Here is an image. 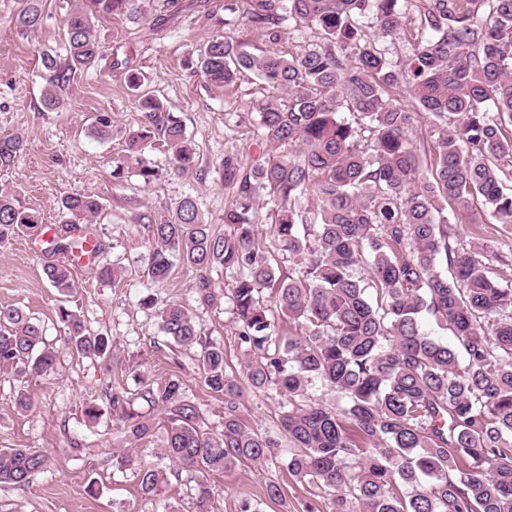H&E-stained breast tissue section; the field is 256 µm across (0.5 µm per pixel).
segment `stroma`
I'll return each instance as SVG.
<instances>
[{"label":"stroma","mask_w":512,"mask_h":512,"mask_svg":"<svg viewBox=\"0 0 512 512\" xmlns=\"http://www.w3.org/2000/svg\"><path fill=\"white\" fill-rule=\"evenodd\" d=\"M72 3L46 0L41 27L24 35L13 24L19 0H0V137L18 135L26 143L14 165L0 170V187H17L27 206L54 226L61 223L63 198L96 194L103 209L89 227L98 237V261L122 276L103 281L94 267L77 268L72 288L61 293L45 280L46 256L30 237L0 244V306H15L38 318L60 360L58 373L38 378L0 373V448H36L49 457L47 469L33 476L28 487L0 485V512H113L121 503L133 505L135 512H193L195 488L203 478L214 491L212 512H240L246 499L259 503L261 512H305L309 505L324 512L326 501L313 496L284 467L290 447L280 439L281 399L272 391L246 388L237 400L247 424L281 442L276 459L264 466L239 465L204 477L170 463L163 493L149 497L142 494L136 472L112 464L113 452L124 448L112 411L105 406L106 391L115 387L133 391L139 380L160 385L170 375H180L186 396L201 407L204 430H222L224 399L205 386L194 351L161 348L158 320L139 300L152 293L161 301L184 305L202 332L223 345L234 366L241 350L233 312L224 302L201 303L193 289L195 272L182 263H175L164 284L142 277L149 254L147 226L191 196L205 221L223 230L224 209L234 198L224 182L225 154L249 167L276 154L277 148L255 135L259 116L254 104L266 94L262 82L248 73L233 86L211 88L191 64L193 50L219 34L264 47V40L244 24L243 0H143L140 20L122 14L101 19L103 52L96 65L75 77L61 108L46 110L39 56L45 50L63 53L61 19ZM117 58L127 61V69L143 73L149 90L183 121L199 152L194 171L175 174L167 153L158 148L148 154L157 172L151 184L132 174L113 179L112 162L123 153L124 137L142 120L131 100L127 69L113 66ZM98 112L112 114L111 138L90 134L89 118ZM451 228L457 246L484 243L512 262V224L481 226L455 219ZM61 306L74 312L88 332L111 338L109 362L69 350L56 317ZM23 390L33 397L31 409L15 404ZM91 399L104 407L94 424L82 413ZM270 478L279 481L282 500L268 498Z\"/></svg>","instance_id":"35a3bbf8"}]
</instances>
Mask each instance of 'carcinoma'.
<instances>
[{
  "label": "carcinoma",
  "mask_w": 512,
  "mask_h": 512,
  "mask_svg": "<svg viewBox=\"0 0 512 512\" xmlns=\"http://www.w3.org/2000/svg\"><path fill=\"white\" fill-rule=\"evenodd\" d=\"M245 2L244 23L267 48L254 53L218 35L198 50L197 69L206 84L224 88L254 73L271 91L256 107L257 133L285 151L246 168L225 157L224 182L235 200L224 209V232L204 222L193 197L183 198L149 225L143 274L161 284L180 261L196 271L194 290L205 304L216 301L209 272L221 267L233 275L227 299L243 347L239 374L252 390L286 398L279 427L294 448L286 469L327 501V512H512V278L490 268L485 247L453 245L445 214L463 217L479 200L487 219L470 223L512 224V192L503 188L509 172L500 167L512 159V135L503 133L512 127V0H423L420 25L431 37L404 63L416 112L395 97L401 72L377 46L404 31L400 0ZM43 13V0H23L14 25L34 32ZM114 13L135 19L142 9L139 0H76L64 16L65 55L40 56L46 109L59 108L75 75L97 62L96 21ZM300 24L317 27L324 44L280 54L274 45L282 32ZM145 80L127 71L143 120L114 161L116 180L133 169L151 183L157 173L145 154L157 144L177 173L199 161L185 126L144 91ZM342 108L361 123L342 119ZM430 117L437 150L424 167L409 132ZM90 132L112 135V115L98 113ZM24 149L22 138L0 137V169ZM262 198L274 242L292 261L286 273L259 239ZM61 205L64 223L75 229L102 210L92 193L67 196ZM42 224L16 191L0 189L1 244L36 237ZM77 245L54 239L45 250L43 275L60 291L73 286V274L56 255ZM442 260L451 275L440 270ZM264 288L274 291L293 330L277 329L260 296ZM141 305L156 312L165 346L196 350L206 386L224 397V426L212 434L180 377L145 385L139 399L165 411L163 458L204 475L275 457L278 443L237 412L241 387L224 347L201 334L183 305L153 294ZM425 314L454 343L423 332ZM57 316L69 349L88 358L110 355V337L87 332L63 306ZM56 363L40 321L0 307V368L38 377ZM318 382L342 404L316 402L310 390ZM108 401L127 443L155 433L153 419L125 390L112 389ZM112 460L138 473L142 494L162 493L164 467L142 463L132 448ZM46 466L38 450L0 448V484L24 488ZM212 497L211 486L199 481L195 512H211Z\"/></svg>",
  "instance_id": "obj_1"
}]
</instances>
